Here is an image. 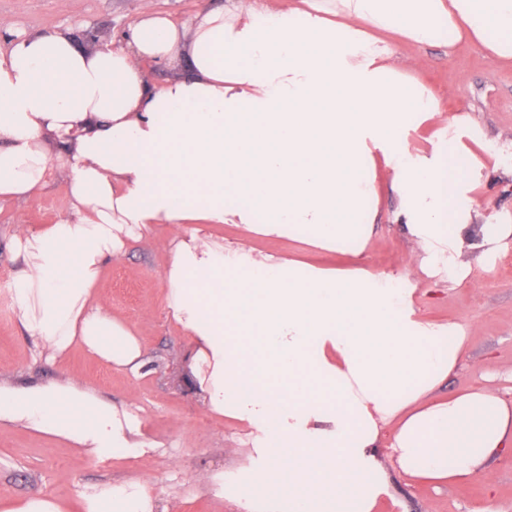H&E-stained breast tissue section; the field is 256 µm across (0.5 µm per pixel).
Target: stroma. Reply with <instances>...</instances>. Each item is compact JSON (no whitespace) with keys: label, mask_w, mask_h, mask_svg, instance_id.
<instances>
[{"label":"stroma","mask_w":512,"mask_h":512,"mask_svg":"<svg viewBox=\"0 0 512 512\" xmlns=\"http://www.w3.org/2000/svg\"><path fill=\"white\" fill-rule=\"evenodd\" d=\"M141 0H0V49L12 33L65 32L88 50L111 42L139 17ZM404 58H422L425 78L437 90H452L449 108H468L487 136L512 165V66L493 65L476 47L456 51L446 46H402ZM68 174L54 166L47 186L23 200L0 199V380L24 388L71 379L94 389L102 398L125 403L155 442L141 457L98 458L67 442L16 427L0 431V498L34 492L64 501L71 512H83L79 491L104 483L130 480L145 483L170 512H245L251 497L253 469L242 442L243 430L207 413L193 381L184 373L189 346L172 326L160 271L167 261L170 229L156 225L126 256L107 264L97 286L113 316L132 325L150 360V372L136 377L111 368L75 348L49 360L18 324L11 298V274L18 266L11 240L20 227L53 223L69 208ZM396 198L379 190V218L368 249L358 256L321 251L302 238L245 236L233 224L202 225L203 235L243 242L262 253L292 256L326 268L363 266L376 272L402 267L412 254L404 225L395 223ZM463 257L471 262L470 277L459 286L424 279L417 306L431 322L461 324L468 343L459 368L440 388L448 396L472 387L489 388L512 401V237L497 253L475 249L470 235ZM378 458L389 475L388 492L379 512H512V451L492 459L485 475L441 489L407 484L389 451ZM232 483L226 492L211 484L215 474Z\"/></svg>","instance_id":"35a3bbf8"}]
</instances>
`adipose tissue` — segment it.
<instances>
[{"label": "adipose tissue", "instance_id": "1", "mask_svg": "<svg viewBox=\"0 0 512 512\" xmlns=\"http://www.w3.org/2000/svg\"><path fill=\"white\" fill-rule=\"evenodd\" d=\"M461 43L512 65V0H228L184 21L146 2L121 39L89 51L63 33L15 36L0 52V197L41 190L57 153L70 193L65 215L13 237L20 326L50 358L78 345L139 374L141 343L96 286L106 262L165 224L160 278L190 339L184 370L209 412L248 428L255 512H278L280 471L288 512H376L383 449L412 484L483 475L512 447V406L486 388L438 396L465 330L420 316L414 274L462 283L472 224L487 254L512 235V216L485 213L477 193L501 156L467 110L449 113L423 62L400 54ZM148 62L171 77L150 83ZM425 122L442 130L418 150ZM380 166L416 247L398 270L320 268L200 234L202 221L303 230L316 247L360 255ZM15 425L95 456L155 447L126 405L73 380L0 383V428ZM80 498L84 512H168L139 481Z\"/></svg>", "mask_w": 512, "mask_h": 512}]
</instances>
